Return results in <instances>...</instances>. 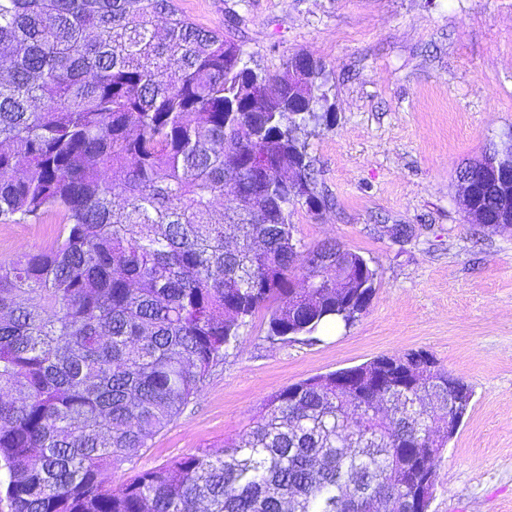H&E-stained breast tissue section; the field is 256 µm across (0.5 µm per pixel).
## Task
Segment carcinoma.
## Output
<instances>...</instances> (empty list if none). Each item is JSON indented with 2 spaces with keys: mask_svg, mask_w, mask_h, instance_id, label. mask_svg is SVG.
Returning a JSON list of instances; mask_svg holds the SVG:
<instances>
[{
  "mask_svg": "<svg viewBox=\"0 0 512 512\" xmlns=\"http://www.w3.org/2000/svg\"><path fill=\"white\" fill-rule=\"evenodd\" d=\"M313 63L257 71L174 0H0V222L62 216L0 258V512H409L421 451L448 444L434 410L459 425L472 396L434 359L400 381L409 353L272 392L222 455L111 482L256 313L267 340L312 341L371 302L377 269L291 222L332 208L304 138L334 120Z\"/></svg>",
  "mask_w": 512,
  "mask_h": 512,
  "instance_id": "carcinoma-1",
  "label": "carcinoma"
}]
</instances>
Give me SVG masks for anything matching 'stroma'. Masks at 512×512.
<instances>
[{"mask_svg": "<svg viewBox=\"0 0 512 512\" xmlns=\"http://www.w3.org/2000/svg\"><path fill=\"white\" fill-rule=\"evenodd\" d=\"M175 4L202 28L235 33L258 70L297 52L325 63L335 121L308 143L334 206L318 219L299 207L291 220L307 245L339 241L378 279L366 313L315 342L270 343L268 315L257 313L135 467L202 446L223 452L273 390L423 350L472 390L428 512H512V232L472 224L456 182L512 134V0ZM59 221L0 223V256L38 250Z\"/></svg>", "mask_w": 512, "mask_h": 512, "instance_id": "stroma-1", "label": "stroma"}]
</instances>
